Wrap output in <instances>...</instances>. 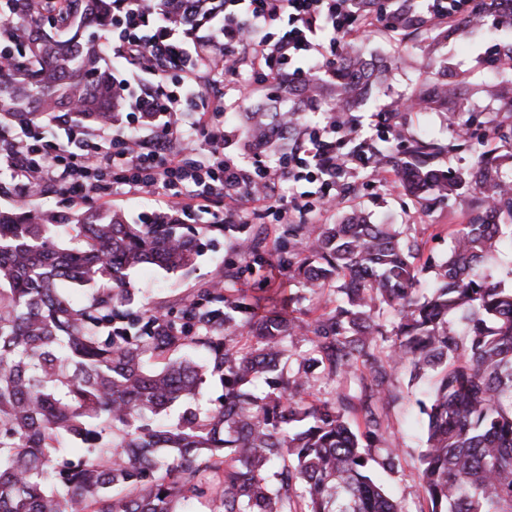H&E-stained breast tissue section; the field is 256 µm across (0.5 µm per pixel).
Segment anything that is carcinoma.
Returning a JSON list of instances; mask_svg holds the SVG:
<instances>
[{
	"label": "carcinoma",
	"mask_w": 512,
	"mask_h": 512,
	"mask_svg": "<svg viewBox=\"0 0 512 512\" xmlns=\"http://www.w3.org/2000/svg\"><path fill=\"white\" fill-rule=\"evenodd\" d=\"M47 0H9L0 36L16 55L0 72V112L27 125L83 104L80 124L112 122L119 92L95 37L112 0H85L43 33ZM392 38L426 19L402 0ZM382 69L354 50L326 85L349 108ZM445 84L418 96L444 106ZM250 144L287 155L298 112L239 113ZM420 206L462 195L448 256L422 266L408 224H373L352 209L334 224H128L89 211L68 224L32 200L0 213V512H402L380 474L398 460L384 425L393 374H433L417 401L428 512H512V284L491 266L512 248V181L497 156L465 171L437 166L445 146L422 129L400 151L367 145ZM224 235L241 262L169 307L138 302L129 272L193 269L204 240ZM67 242L58 243V236ZM276 269L336 305L305 319L293 297H248L245 276ZM86 288L84 299L70 289ZM338 383L325 401L320 379ZM212 382L222 393L201 407ZM179 403L174 421L161 419Z\"/></svg>",
	"instance_id": "carcinoma-1"
}]
</instances>
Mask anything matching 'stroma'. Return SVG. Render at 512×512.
<instances>
[{
    "label": "stroma",
    "instance_id": "stroma-1",
    "mask_svg": "<svg viewBox=\"0 0 512 512\" xmlns=\"http://www.w3.org/2000/svg\"><path fill=\"white\" fill-rule=\"evenodd\" d=\"M365 55L383 58L391 63L385 83L372 90L369 98L354 111L355 129L346 133L352 143L381 142L390 125H399L405 136L423 127H431L449 150L438 165L442 169H469L479 157L493 153H512V145L500 140L457 139L462 124L478 126L500 122L503 109L512 103L504 89L512 80V72L495 69L490 60L497 49L512 44V28H493L492 24L471 26L468 35L449 29L445 40L434 42L424 33H412L402 43H395L385 30L377 29L361 36ZM434 58L443 66L441 82L448 85L447 106L428 112L403 111L399 105L411 92L426 91L431 86L423 68L425 58ZM379 162L347 170L333 185V193L344 204H356L370 214L373 221L410 225L413 234L426 240V254L437 258L448 251V227L463 221L460 200L452 196L424 210L402 194L396 176L381 179ZM236 255L224 240L208 243L194 272L173 274L154 265L132 272L131 286L138 298L159 306H168L190 293L199 281L216 275L221 261L235 260ZM395 399L386 410V421L392 439L401 451L395 469L386 477L391 493L402 502L406 512H423L426 503L417 494L419 452L425 433L415 400L418 390L409 381L406 369L394 373Z\"/></svg>",
    "mask_w": 512,
    "mask_h": 512
}]
</instances>
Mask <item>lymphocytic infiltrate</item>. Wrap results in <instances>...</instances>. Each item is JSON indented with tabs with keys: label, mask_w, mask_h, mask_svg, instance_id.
I'll list each match as a JSON object with an SVG mask.
<instances>
[{
	"label": "lymphocytic infiltrate",
	"mask_w": 512,
	"mask_h": 512,
	"mask_svg": "<svg viewBox=\"0 0 512 512\" xmlns=\"http://www.w3.org/2000/svg\"><path fill=\"white\" fill-rule=\"evenodd\" d=\"M389 14L367 0H224L212 11L207 0H112L117 41L126 75L118 80L126 125L91 132L56 116L61 139L42 125L26 127L18 138L0 125V172L9 174L15 193L38 197L53 191L77 203L102 199L108 191L152 193L174 223H196L214 197L224 212H235L241 197L275 221L289 210L321 213L333 203L326 193L279 197L283 178L328 185L348 161L334 143L310 137L288 162L270 166L262 156L247 164L224 156V103L207 95L208 86L239 87L243 70H264L280 79L304 78L307 66L327 72L336 62L328 47L384 26ZM150 123L149 139L139 128ZM206 151H197L198 143Z\"/></svg>",
	"instance_id": "1"
}]
</instances>
